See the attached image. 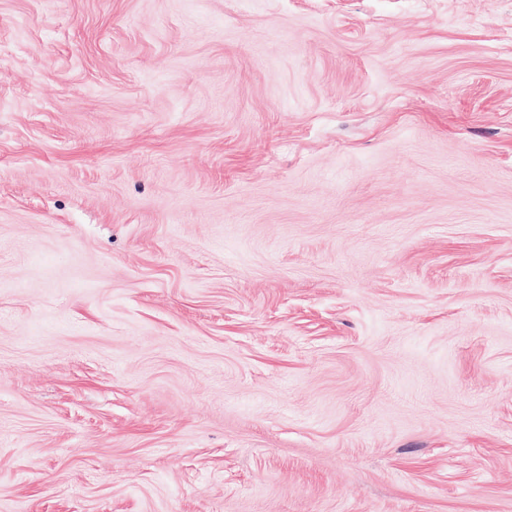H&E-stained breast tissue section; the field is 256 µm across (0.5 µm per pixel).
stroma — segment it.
<instances>
[{"instance_id":"35a3bbf8","label":"stroma","mask_w":512,"mask_h":512,"mask_svg":"<svg viewBox=\"0 0 512 512\" xmlns=\"http://www.w3.org/2000/svg\"><path fill=\"white\" fill-rule=\"evenodd\" d=\"M0 512H512V0H0Z\"/></svg>"}]
</instances>
